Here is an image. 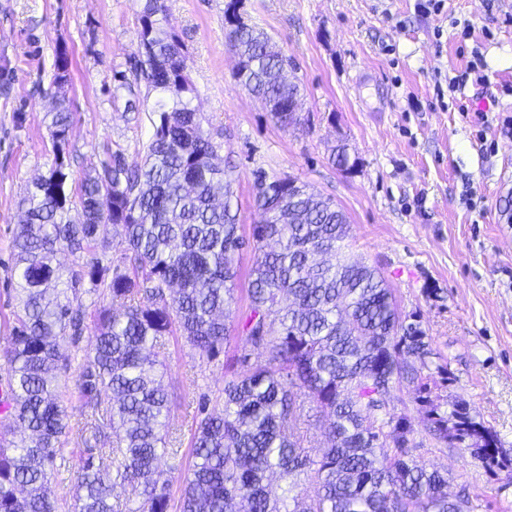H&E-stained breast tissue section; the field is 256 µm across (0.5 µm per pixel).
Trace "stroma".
I'll list each match as a JSON object with an SVG mask.
<instances>
[{
    "label": "stroma",
    "mask_w": 512,
    "mask_h": 512,
    "mask_svg": "<svg viewBox=\"0 0 512 512\" xmlns=\"http://www.w3.org/2000/svg\"><path fill=\"white\" fill-rule=\"evenodd\" d=\"M226 2L166 6L196 87L193 104L230 171L243 230L259 220L260 171L296 177L335 200L349 220L350 253L384 273L402 313L416 316L429 336L427 373L447 366L448 379L433 389L443 409L466 404L497 435L499 462L491 467L475 449L431 439L407 385L393 391L389 407L412 420L415 460L447 472L451 490L466 489L473 512H512V138L477 118L512 115V0H445L441 13L429 15L417 0H244L246 18L292 56L303 80L306 122L288 130L233 77ZM141 10L142 0H0V350L19 307L10 277L19 201L53 160L46 114L56 93L72 114L63 146L70 182L97 168L109 148L121 149L128 165L143 161L147 113L112 100L113 75L138 48ZM464 21L467 38L458 28ZM62 51L69 70L59 90L52 76ZM476 52L488 90L467 84L453 106L442 107L436 74L455 75ZM462 103L469 114L458 112ZM340 143L353 163L347 171L329 160ZM84 304L79 342L59 346L69 364L61 381L67 465L48 491L61 501L74 493L81 454L94 442L77 375L94 341L98 305ZM243 347L231 340L207 363L169 338L163 381L174 394L169 427L180 443L160 469L186 474L198 403L221 410L224 364Z\"/></svg>",
    "instance_id": "1"
}]
</instances>
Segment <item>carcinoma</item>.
<instances>
[{
    "instance_id": "carcinoma-1",
    "label": "carcinoma",
    "mask_w": 512,
    "mask_h": 512,
    "mask_svg": "<svg viewBox=\"0 0 512 512\" xmlns=\"http://www.w3.org/2000/svg\"><path fill=\"white\" fill-rule=\"evenodd\" d=\"M241 6L228 0L224 10L233 76L265 101L279 127H296L300 84L271 78L294 61L244 21ZM139 38L138 53L114 75L113 98L124 89L125 110L149 112L143 164L132 169L109 148L95 174L68 187L61 147L71 117L61 102L49 124L53 162L22 201L13 238L21 306L3 353L11 376L0 427V512H59L47 489L67 462L59 343L82 336L86 295L109 305L97 311L78 387L91 416L109 419L112 461L104 463L101 448L84 450L70 512H116L117 487L132 496V512H457L469 498L448 490V474L410 458L418 447L411 419L392 413L370 386L385 384L387 396L413 386L428 433L476 449L485 462H496V434L463 404L440 411L421 377L428 336L402 314L375 268L345 254L349 224L332 198L290 176L260 173V220L242 233L232 179L214 162L220 144L192 106L195 87L165 0H144ZM141 77L154 94L149 107L133 89ZM72 204L82 212L77 223L68 218ZM103 224L126 245L122 264L93 257L64 271L58 254L90 250ZM246 250L254 256L249 312L238 320ZM142 296L151 304H141ZM233 335L249 349L235 358L241 369L224 379L222 412L200 410L194 461L174 505V476L158 469L161 455L177 452L158 357L166 337L179 336L210 362ZM306 402L326 422L321 448L305 447L300 434ZM273 474L287 493L267 491ZM302 474L316 484L314 495L292 493Z\"/></svg>"
}]
</instances>
